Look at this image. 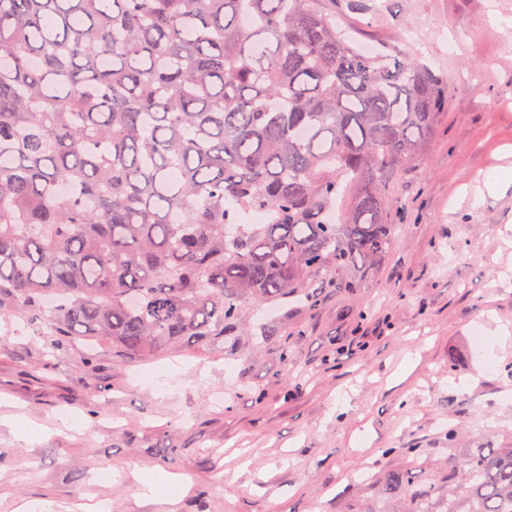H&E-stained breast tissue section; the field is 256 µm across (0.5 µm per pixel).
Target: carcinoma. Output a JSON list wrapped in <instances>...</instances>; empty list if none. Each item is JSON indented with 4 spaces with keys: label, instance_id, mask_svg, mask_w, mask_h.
<instances>
[{
    "label": "carcinoma",
    "instance_id": "1",
    "mask_svg": "<svg viewBox=\"0 0 512 512\" xmlns=\"http://www.w3.org/2000/svg\"><path fill=\"white\" fill-rule=\"evenodd\" d=\"M444 106L315 0H0V317L51 297L56 335L148 358L314 279L352 291ZM364 512H512V448L391 470Z\"/></svg>",
    "mask_w": 512,
    "mask_h": 512
}]
</instances>
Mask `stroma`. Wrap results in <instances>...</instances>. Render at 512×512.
I'll list each match as a JSON object with an SVG mask.
<instances>
[{
    "label": "stroma",
    "instance_id": "35a3bbf8",
    "mask_svg": "<svg viewBox=\"0 0 512 512\" xmlns=\"http://www.w3.org/2000/svg\"><path fill=\"white\" fill-rule=\"evenodd\" d=\"M373 51L413 49L448 86L424 166L394 183L392 243L352 266L356 291L313 281L317 307L248 310L233 345L132 358L0 317V512H354L370 472L427 477L452 448L512 446V0H318ZM488 338L473 349V330ZM233 376H226V367ZM185 477L176 508L143 468ZM111 479H101V472Z\"/></svg>",
    "mask_w": 512,
    "mask_h": 512
}]
</instances>
